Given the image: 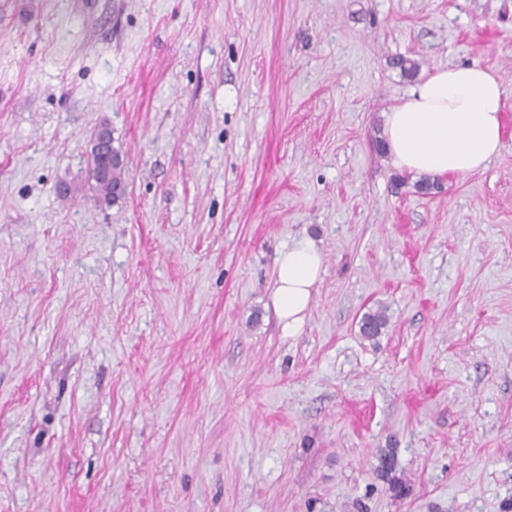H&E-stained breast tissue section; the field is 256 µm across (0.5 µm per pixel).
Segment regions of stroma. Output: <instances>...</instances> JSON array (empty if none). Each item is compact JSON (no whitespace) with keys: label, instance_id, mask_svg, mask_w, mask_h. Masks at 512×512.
Segmentation results:
<instances>
[{"label":"stroma","instance_id":"35a3bbf8","mask_svg":"<svg viewBox=\"0 0 512 512\" xmlns=\"http://www.w3.org/2000/svg\"><path fill=\"white\" fill-rule=\"evenodd\" d=\"M398 56L503 89L500 153L432 197L374 147ZM104 121L113 203L83 190ZM304 236L288 338L270 292ZM358 501L512 502V0H0V512ZM322 267V252L308 237L288 240L278 252L271 304L284 336L302 332ZM376 470L378 477L388 485V490L395 499H403L410 494V485L396 473L397 457L393 448L380 454Z\"/></svg>","mask_w":512,"mask_h":512}]
</instances>
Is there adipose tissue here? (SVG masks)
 Instances as JSON below:
<instances>
[{
	"label": "adipose tissue",
	"mask_w": 512,
	"mask_h": 512,
	"mask_svg": "<svg viewBox=\"0 0 512 512\" xmlns=\"http://www.w3.org/2000/svg\"><path fill=\"white\" fill-rule=\"evenodd\" d=\"M503 110L493 73L476 64L439 67L385 112L382 146L395 168L418 176L472 174L500 152ZM322 267L313 239L291 240L280 249L271 304L283 335L301 333Z\"/></svg>",
	"instance_id": "ef3b65f1"
}]
</instances>
